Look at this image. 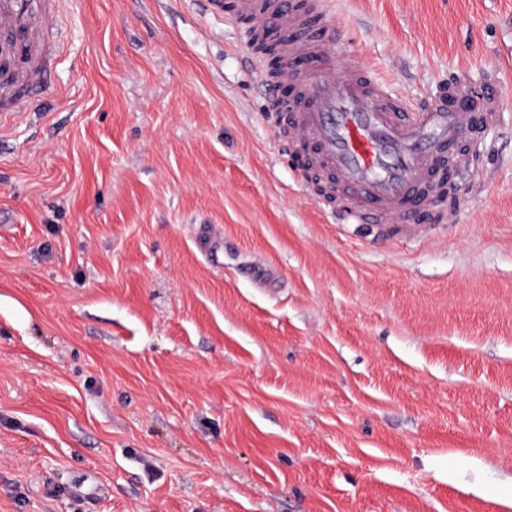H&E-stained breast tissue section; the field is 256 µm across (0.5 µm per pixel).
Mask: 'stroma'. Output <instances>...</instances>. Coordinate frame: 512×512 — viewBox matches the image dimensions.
<instances>
[{
	"label": "stroma",
	"instance_id": "1",
	"mask_svg": "<svg viewBox=\"0 0 512 512\" xmlns=\"http://www.w3.org/2000/svg\"><path fill=\"white\" fill-rule=\"evenodd\" d=\"M410 100L499 81L428 236L334 224L205 0H56L0 131V512H512V0H335Z\"/></svg>",
	"mask_w": 512,
	"mask_h": 512
}]
</instances>
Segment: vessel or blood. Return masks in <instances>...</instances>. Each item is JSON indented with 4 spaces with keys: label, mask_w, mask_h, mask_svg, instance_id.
Segmentation results:
<instances>
[{
    "label": "vessel or blood",
    "mask_w": 512,
    "mask_h": 512,
    "mask_svg": "<svg viewBox=\"0 0 512 512\" xmlns=\"http://www.w3.org/2000/svg\"><path fill=\"white\" fill-rule=\"evenodd\" d=\"M208 7L248 28L247 55L278 148L309 158L324 179L323 193L342 196L343 220L403 222L408 232H429V225L410 223L411 214L434 205V176L449 149L473 132L476 117L496 118L498 99L458 85L432 100L396 95L337 53L329 0H208ZM58 25L48 0L31 9L0 0V56L19 61L0 82V112L27 111L24 92L45 77L46 38Z\"/></svg>",
    "instance_id": "vessel-or-blood-1"
}]
</instances>
